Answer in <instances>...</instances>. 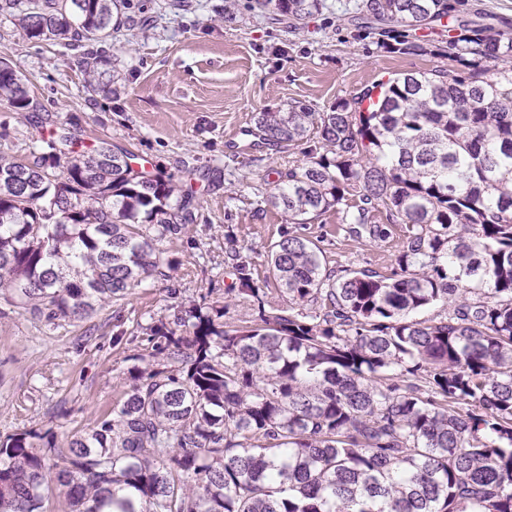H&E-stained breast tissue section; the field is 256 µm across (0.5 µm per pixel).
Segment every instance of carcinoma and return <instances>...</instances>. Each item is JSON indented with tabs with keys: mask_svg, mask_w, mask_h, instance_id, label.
<instances>
[{
	"mask_svg": "<svg viewBox=\"0 0 512 512\" xmlns=\"http://www.w3.org/2000/svg\"><path fill=\"white\" fill-rule=\"evenodd\" d=\"M296 28L323 0H255ZM129 0H0L29 40L138 27ZM353 18L398 54L454 68L405 73L317 112H257L272 144L301 146L268 203L288 223L332 210L351 236L404 238L388 275L338 273L289 229L268 255L288 302L267 300L232 237L252 319L192 305L146 328L152 356L124 398L68 447L0 439V512H512V35L472 0H357ZM441 46L426 37L442 36ZM87 92L112 93L90 55ZM0 98L30 108L0 60ZM33 163L0 160V291L48 322L82 319L163 265L157 244L193 222L160 168L106 140L86 155L53 128ZM385 215L375 224L372 213ZM438 308L429 319L414 314Z\"/></svg>",
	"mask_w": 512,
	"mask_h": 512,
	"instance_id": "cac0c4a2",
	"label": "carcinoma"
}]
</instances>
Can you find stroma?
Instances as JSON below:
<instances>
[{
    "label": "stroma",
    "mask_w": 512,
    "mask_h": 512,
    "mask_svg": "<svg viewBox=\"0 0 512 512\" xmlns=\"http://www.w3.org/2000/svg\"><path fill=\"white\" fill-rule=\"evenodd\" d=\"M133 0L149 24L106 43L116 62V96L85 91L86 42L33 41L0 14V59L28 80L32 104L18 112L0 99V156L36 161L40 145L63 123L79 150L100 141L156 165L190 187L195 221L161 242L169 264L122 299L79 320L48 323L0 300V437L35 430L67 447L112 411L128 389L132 368L151 361L146 329L173 320L181 308H227L225 322L246 310L224 262L227 236L247 247L255 276L270 277L267 253L287 225L269 205L270 185L300 157L294 145L268 149L249 131L255 113L293 101L328 111L389 77L447 66L444 57L380 49L355 26V0L326 6L291 32L236 0ZM305 234L332 270L390 273L401 243L399 226L383 242L349 237L338 212Z\"/></svg>",
    "instance_id": "stroma-1"
}]
</instances>
